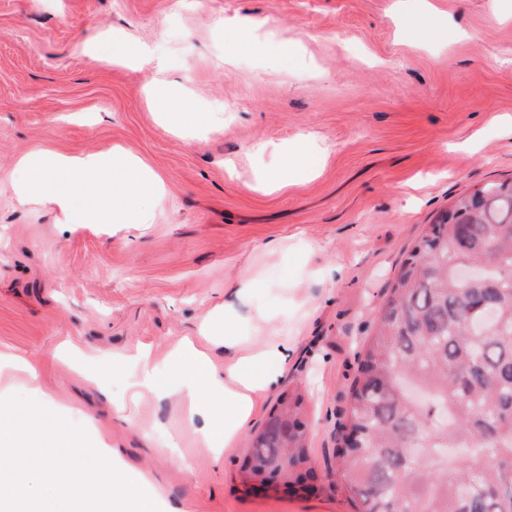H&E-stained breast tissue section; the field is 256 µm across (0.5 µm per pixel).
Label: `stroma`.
Wrapping results in <instances>:
<instances>
[{"mask_svg":"<svg viewBox=\"0 0 512 512\" xmlns=\"http://www.w3.org/2000/svg\"><path fill=\"white\" fill-rule=\"evenodd\" d=\"M287 43L292 63L236 50L232 32ZM123 33L181 82L200 128L172 132L147 101L153 72L99 59ZM319 173L271 191L293 141ZM121 145L166 187L155 221L58 223L20 207L16 163ZM512 179V0H0V349L34 364L44 439L97 442L156 512H353L334 477L358 353L402 261L474 187ZM236 314L246 342L288 355L281 389L305 397L313 495L250 494L237 479L277 400L263 395L237 447L212 459L169 375L176 343ZM149 348L166 395L137 396ZM112 371L105 386L96 373Z\"/></svg>","mask_w":512,"mask_h":512,"instance_id":"obj_1","label":"stroma"}]
</instances>
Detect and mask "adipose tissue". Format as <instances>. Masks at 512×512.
Listing matches in <instances>:
<instances>
[{
  "mask_svg": "<svg viewBox=\"0 0 512 512\" xmlns=\"http://www.w3.org/2000/svg\"><path fill=\"white\" fill-rule=\"evenodd\" d=\"M88 48L127 67L151 65L154 72L148 95L173 127L195 122L179 85L167 80L165 66L153 57L149 46H130L119 41L99 39ZM321 147L300 142L288 159V171L267 173L270 187L281 189L289 182H302L311 175L321 157ZM21 174L11 184L20 205H52L65 224H149L154 213L149 200L161 185L155 173L121 146L106 152L59 154L39 151L19 163ZM224 368L216 370L207 356L192 344L180 346L174 354L179 391L189 405L199 403L211 410L212 429L224 438L225 447L239 441L257 410L260 396L277 387L287 356L269 345L257 350L243 347L234 330L232 315L224 317ZM34 377L24 359L0 352V427L18 431L16 444L0 448V512H56L52 504L34 496L24 475L54 490L57 499L68 503L67 512H155L151 494L120 493V469L102 451L89 454L83 470L95 478L85 483L61 471L68 438L56 447L40 446L36 430L18 426V414L7 397L17 375ZM31 480V481H32Z\"/></svg>",
  "mask_w": 512,
  "mask_h": 512,
  "instance_id": "1",
  "label": "adipose tissue"
}]
</instances>
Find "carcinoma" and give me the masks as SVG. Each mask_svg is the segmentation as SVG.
Returning <instances> with one entry per match:
<instances>
[{
    "label": "carcinoma",
    "mask_w": 512,
    "mask_h": 512,
    "mask_svg": "<svg viewBox=\"0 0 512 512\" xmlns=\"http://www.w3.org/2000/svg\"><path fill=\"white\" fill-rule=\"evenodd\" d=\"M257 438L269 465L242 486L317 491L302 394L282 392ZM336 457L357 512H512V181L458 198L408 251L348 387Z\"/></svg>",
    "instance_id": "cac0c4a2"
}]
</instances>
